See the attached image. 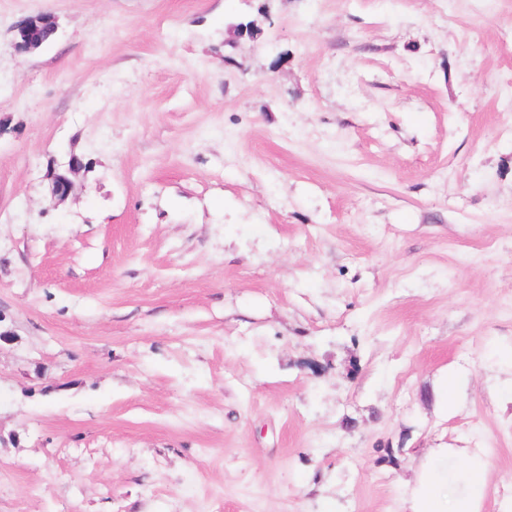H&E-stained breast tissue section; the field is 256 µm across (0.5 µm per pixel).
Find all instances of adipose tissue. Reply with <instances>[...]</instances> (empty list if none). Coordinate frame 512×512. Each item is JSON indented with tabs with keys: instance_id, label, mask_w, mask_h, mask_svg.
<instances>
[{
	"instance_id": "1",
	"label": "adipose tissue",
	"mask_w": 512,
	"mask_h": 512,
	"mask_svg": "<svg viewBox=\"0 0 512 512\" xmlns=\"http://www.w3.org/2000/svg\"><path fill=\"white\" fill-rule=\"evenodd\" d=\"M485 489L486 474L479 460H470L460 474L443 457L419 485L412 512H478Z\"/></svg>"
}]
</instances>
